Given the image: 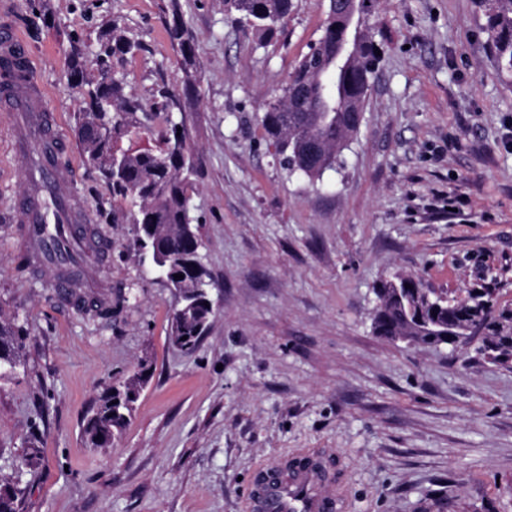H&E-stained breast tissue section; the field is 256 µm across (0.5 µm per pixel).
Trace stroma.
<instances>
[{
    "label": "stroma",
    "instance_id": "35a3bbf8",
    "mask_svg": "<svg viewBox=\"0 0 512 512\" xmlns=\"http://www.w3.org/2000/svg\"><path fill=\"white\" fill-rule=\"evenodd\" d=\"M265 38L229 20L228 0H180L190 68L169 0H0L26 36L73 145L74 188L108 240L89 286L119 313H78L33 269L10 205L23 161L0 111V317L25 336L0 375V479L18 512H241L254 466L326 452L346 512H512V370L373 329L374 287L401 273L463 297L476 269L512 307V76L500 73L482 0H380L381 61L341 167L316 182L274 161L262 105L317 41L328 0H294ZM116 21L139 42L126 95L158 84L195 93L178 113L195 162L191 216L218 307L193 350L170 340L176 297L127 247L99 172L74 133L73 45L92 50ZM101 199L112 209L97 211ZM150 360L152 376L112 447L83 429L113 380ZM41 450L35 473L22 450ZM171 11L173 25L170 28V34L174 41H177L180 53L186 64L191 62L194 56L195 48L192 39L189 36L186 26L181 20V7L178 0H171Z\"/></svg>",
    "mask_w": 512,
    "mask_h": 512
}]
</instances>
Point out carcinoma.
<instances>
[{"label": "carcinoma", "mask_w": 512, "mask_h": 512, "mask_svg": "<svg viewBox=\"0 0 512 512\" xmlns=\"http://www.w3.org/2000/svg\"><path fill=\"white\" fill-rule=\"evenodd\" d=\"M240 13L237 22L266 35L280 29L293 8V0H233ZM484 31L493 48L499 70L512 72V0H485ZM173 25L170 34L177 41L185 62H190L195 48L181 20L179 0H171ZM377 33L362 31L356 35L349 29L347 18L327 14L323 33L301 58L288 77V83L275 97L263 105L261 122L273 147L278 164L290 173L309 180L320 179L325 171L336 168L349 138L359 130L363 119V103L370 81L378 69L380 56ZM354 39L352 54L341 67L336 66V53L349 39ZM138 49L115 25H105L99 35L98 50L86 56L73 54L67 84L78 89L80 109L75 132L83 146L85 162L96 168L112 191V198L127 199L130 189L137 191L135 203L125 216L128 224H153L150 243L165 258L172 254L190 255L195 248L193 222L184 216V205L190 198L194 167L191 153L177 158L166 152L169 141L180 135L187 143L186 130H177L175 113L186 111V101L193 90L190 70H185L184 87L177 93L158 91V105L147 107L141 101L124 96L125 73L118 60ZM112 68V83L102 82L99 68ZM309 87V106L297 113L294 127L285 125L282 106L286 104L288 84ZM148 123L146 134L152 144L148 148L123 147L122 128L138 122V114ZM112 126V140L101 131ZM84 260L72 258L61 276L73 288L75 296L84 285ZM409 284L411 288L404 289ZM373 328L380 336H407L409 342L430 346L442 340L443 334L467 336L476 325L483 342L475 349L481 359L491 364L512 360V308L498 307L491 293L479 285L467 297L454 304L444 301L428 288H420L412 280L400 281L394 288L382 280L374 291ZM206 308L184 311L172 317L171 338L186 337L185 345L194 349L195 330L210 320ZM21 348V333L11 322L0 319V362L16 364ZM119 394L104 391L98 398L84 433L89 444L103 448L112 441V433L126 427L134 408L117 402ZM0 512H17L20 490L1 482Z\"/></svg>", "instance_id": "obj_1"}]
</instances>
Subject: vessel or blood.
<instances>
[{"mask_svg": "<svg viewBox=\"0 0 512 512\" xmlns=\"http://www.w3.org/2000/svg\"><path fill=\"white\" fill-rule=\"evenodd\" d=\"M0 58L17 65L16 78L0 86V106L13 119L15 154L29 162V187L11 205L13 220L23 225L36 259L63 265L76 248L89 244L81 229L89 214L60 165L71 147L57 131L29 44L6 21L0 23ZM344 507V495L320 455L299 452L257 466L244 512H343Z\"/></svg>", "mask_w": 512, "mask_h": 512, "instance_id": "b4317fda", "label": "vessel or blood"}]
</instances>
